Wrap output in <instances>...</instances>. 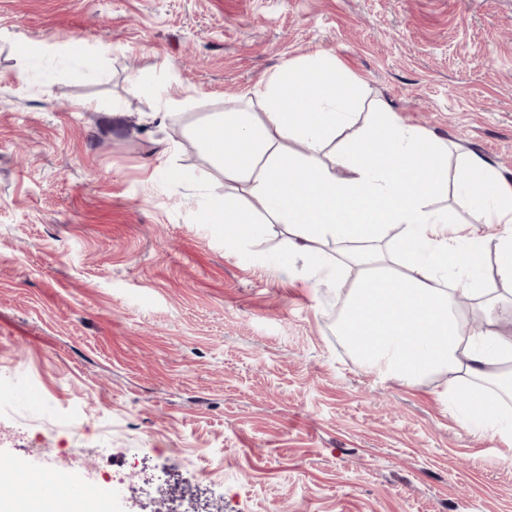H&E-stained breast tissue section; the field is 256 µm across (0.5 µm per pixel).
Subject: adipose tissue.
Masks as SVG:
<instances>
[{
  "mask_svg": "<svg viewBox=\"0 0 512 512\" xmlns=\"http://www.w3.org/2000/svg\"><path fill=\"white\" fill-rule=\"evenodd\" d=\"M359 81L335 60L319 54L288 65L274 81L262 117L225 112L196 129L206 153L230 180L247 184L252 212L227 195L211 201L209 223L237 227V243L248 242L259 224H281L288 232L284 274L319 277L336 287L355 270L339 324L362 365L377 376L415 384L437 375L466 374L481 388L460 395L467 427L512 439V417L500 402L512 394V333L501 318L465 336L458 298L494 305L483 280L487 245H494L497 274L512 283V184L490 163L466 151L457 192L484 215L483 225L449 223L433 194L447 190L448 150L429 131L396 113L377 112L355 128ZM353 127L333 163L325 148L338 129ZM304 153L291 150V143ZM350 175L337 177L335 167ZM345 244L342 258L329 257L328 242ZM56 473L28 475L25 483H0V501L13 512H79L78 501L59 496L54 504L37 488L55 483Z\"/></svg>",
  "mask_w": 512,
  "mask_h": 512,
  "instance_id": "ef3b65f1",
  "label": "adipose tissue"
}]
</instances>
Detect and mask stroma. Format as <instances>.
Returning <instances> with one entry per match:
<instances>
[{
	"label": "stroma",
	"instance_id": "1",
	"mask_svg": "<svg viewBox=\"0 0 512 512\" xmlns=\"http://www.w3.org/2000/svg\"><path fill=\"white\" fill-rule=\"evenodd\" d=\"M314 52L361 115L447 143L449 179L470 150L512 184V0H0V380L35 396L0 413L24 423L0 462L76 454L102 512H512V444L470 434L444 376L377 378L338 336L350 281L283 276L282 225L233 246L207 221L249 196L196 126L262 115ZM134 457L169 505L119 483Z\"/></svg>",
	"mask_w": 512,
	"mask_h": 512
}]
</instances>
